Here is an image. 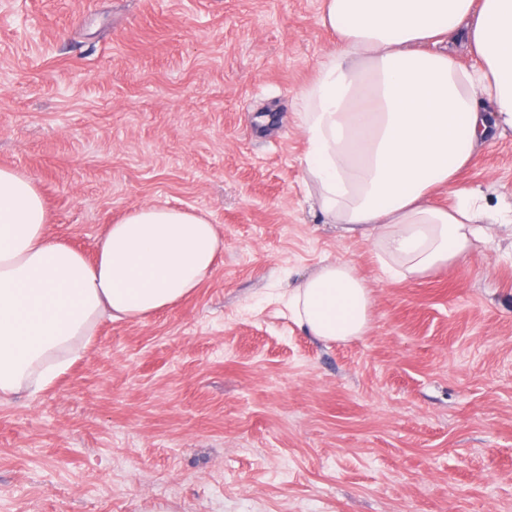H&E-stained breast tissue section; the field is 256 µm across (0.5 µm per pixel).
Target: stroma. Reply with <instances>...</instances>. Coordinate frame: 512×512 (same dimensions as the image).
Here are the masks:
<instances>
[{"instance_id":"stroma-1","label":"stroma","mask_w":512,"mask_h":512,"mask_svg":"<svg viewBox=\"0 0 512 512\" xmlns=\"http://www.w3.org/2000/svg\"><path fill=\"white\" fill-rule=\"evenodd\" d=\"M322 0H0V166L50 235L169 203L224 238L215 275L101 321L68 371L0 400V512H512V227L460 264L381 279L304 198L296 97L336 37ZM512 203V133L452 186ZM373 290L323 342L272 295L322 261Z\"/></svg>"}]
</instances>
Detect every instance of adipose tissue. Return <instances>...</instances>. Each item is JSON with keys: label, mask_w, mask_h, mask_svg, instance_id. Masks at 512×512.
Listing matches in <instances>:
<instances>
[{"label": "adipose tissue", "mask_w": 512, "mask_h": 512, "mask_svg": "<svg viewBox=\"0 0 512 512\" xmlns=\"http://www.w3.org/2000/svg\"><path fill=\"white\" fill-rule=\"evenodd\" d=\"M338 39L296 106L303 184L327 223L360 232L383 278L404 282L458 264L512 223L474 189L430 200L497 136L512 131V0H324ZM464 41L474 63L440 51ZM35 179L0 168V397L42 390L90 343L97 324L141 321L213 275L224 250L201 214L164 204L107 225L94 258L47 233ZM311 336L347 341L370 328V285L326 261L279 295Z\"/></svg>", "instance_id": "obj_1"}]
</instances>
